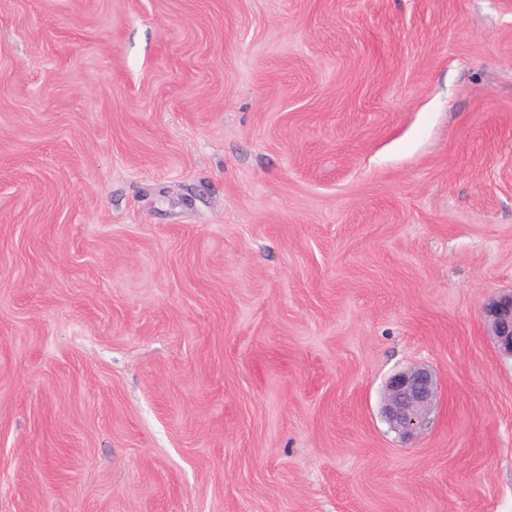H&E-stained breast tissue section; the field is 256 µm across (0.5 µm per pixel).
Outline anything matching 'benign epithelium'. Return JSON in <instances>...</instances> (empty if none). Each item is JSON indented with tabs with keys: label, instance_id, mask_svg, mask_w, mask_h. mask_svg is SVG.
I'll return each instance as SVG.
<instances>
[{
	"label": "benign epithelium",
	"instance_id": "7a95c632",
	"mask_svg": "<svg viewBox=\"0 0 512 512\" xmlns=\"http://www.w3.org/2000/svg\"><path fill=\"white\" fill-rule=\"evenodd\" d=\"M488 336L498 351L512 358V293L485 306ZM439 396L435 373L423 365L394 373L383 392L382 413L389 426L406 439L418 437L430 422Z\"/></svg>",
	"mask_w": 512,
	"mask_h": 512
}]
</instances>
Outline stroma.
<instances>
[{"instance_id":"1","label":"stroma","mask_w":512,"mask_h":512,"mask_svg":"<svg viewBox=\"0 0 512 512\" xmlns=\"http://www.w3.org/2000/svg\"><path fill=\"white\" fill-rule=\"evenodd\" d=\"M509 292L512 0H0V512H512ZM488 336L498 351L512 358V293L491 299L485 306ZM438 396V380L430 368L417 365L400 370L385 384L384 419L404 438L414 439L429 424Z\"/></svg>"}]
</instances>
